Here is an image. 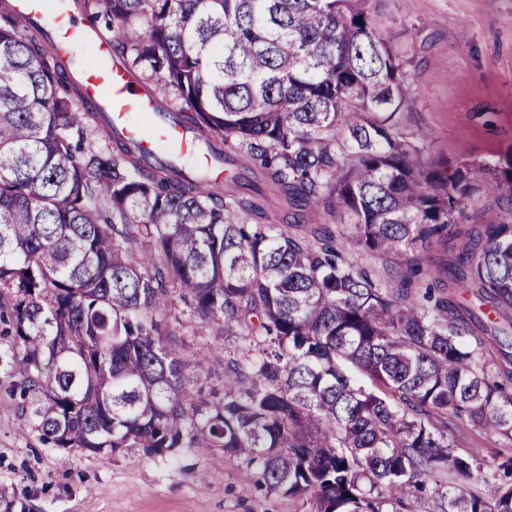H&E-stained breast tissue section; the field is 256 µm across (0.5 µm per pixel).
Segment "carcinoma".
Instances as JSON below:
<instances>
[{"label": "carcinoma", "mask_w": 512, "mask_h": 512, "mask_svg": "<svg viewBox=\"0 0 512 512\" xmlns=\"http://www.w3.org/2000/svg\"><path fill=\"white\" fill-rule=\"evenodd\" d=\"M73 4L231 170L203 191L187 160L145 159L0 0V289L42 440L161 455L202 438L315 512H406L416 493L512 512V456L488 463L452 431L512 442V205L466 212L512 198V163L434 160L400 130L407 60L372 0ZM94 138L108 152L77 155ZM319 210L384 274L325 225L279 227ZM171 286L234 345L209 399L156 317ZM330 230L335 234L336 239L343 241L346 245V248L350 251L352 257L357 260L360 264L377 269L380 272H383V264L381 260L374 259L373 257L365 254L357 247L354 243L352 236V229L349 225H339V224H327Z\"/></svg>", "instance_id": "carcinoma-1"}]
</instances>
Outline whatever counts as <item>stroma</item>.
I'll return each mask as SVG.
<instances>
[{"label":"stroma","instance_id":"1","mask_svg":"<svg viewBox=\"0 0 512 512\" xmlns=\"http://www.w3.org/2000/svg\"><path fill=\"white\" fill-rule=\"evenodd\" d=\"M380 34L406 51L415 103L400 129L424 135L431 158L496 166L512 157V0H377ZM158 317L181 339L207 345L190 392L224 384L223 337L180 299ZM0 323V489L25 512H313L310 498L257 490L254 469L197 442L163 455L141 448L95 454L43 442L8 360Z\"/></svg>","mask_w":512,"mask_h":512}]
</instances>
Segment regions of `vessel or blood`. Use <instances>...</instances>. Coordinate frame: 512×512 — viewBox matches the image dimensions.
Listing matches in <instances>:
<instances>
[{
    "mask_svg": "<svg viewBox=\"0 0 512 512\" xmlns=\"http://www.w3.org/2000/svg\"><path fill=\"white\" fill-rule=\"evenodd\" d=\"M15 5L21 21L48 19L59 53L73 63L85 101L108 112L113 126L137 141L147 156L167 145L176 156L206 169L211 183L223 182V170L212 165L183 128L156 113L132 74L114 63L111 38L101 35L89 17L75 13L70 0H15ZM88 45L93 53L86 59L82 50Z\"/></svg>",
    "mask_w": 512,
    "mask_h": 512,
    "instance_id": "obj_1",
    "label": "vessel or blood"
}]
</instances>
